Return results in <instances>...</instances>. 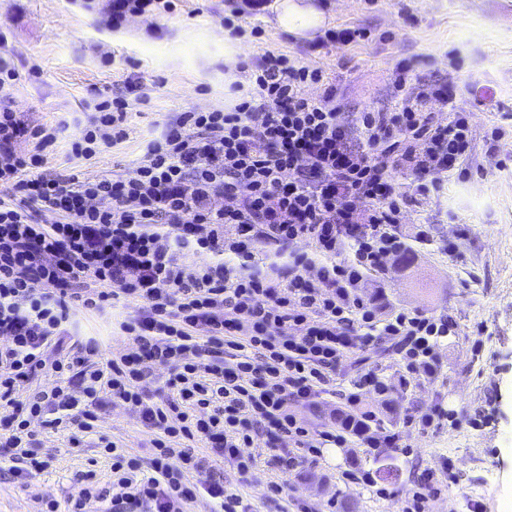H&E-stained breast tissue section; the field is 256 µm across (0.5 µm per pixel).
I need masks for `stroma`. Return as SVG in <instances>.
<instances>
[{
    "mask_svg": "<svg viewBox=\"0 0 512 512\" xmlns=\"http://www.w3.org/2000/svg\"><path fill=\"white\" fill-rule=\"evenodd\" d=\"M317 2L329 27L363 29L366 40L348 46L301 41L259 15L241 23L238 40L246 56L262 44L322 69L324 82L307 92L318 98L332 89L347 120L393 108L390 78L402 63L419 88L447 84L456 106L472 116L468 174L443 180L439 195L402 211L401 228L428 225L429 244L412 243L406 257L389 258L362 290L379 297L384 313L442 317L453 323L454 334L438 349L442 369L434 380L399 374L394 349L380 343L350 358L343 379L313 407L295 410L307 428L323 429L350 391L348 377L383 370L393 396L370 404L381 425L398 432V447L370 452L332 445L282 474L267 461L292 444L271 442L262 432L254 438L255 465L247 478L207 441H193L192 451L203 475L237 490L248 512H399L404 495L432 469L439 492L431 512H503L512 504V0ZM229 14L228 0H184L178 13L132 17L114 32L100 28L98 13L85 10L82 0H0V25L9 29L8 49L22 75L13 107L30 125L60 127L43 172L127 175L145 141L174 113L223 108L231 93L222 23ZM256 26L262 39L251 34ZM231 73L239 82L249 79L242 69ZM102 92L130 102L128 136L92 158L74 157L70 143ZM497 125L506 129L504 139L493 137ZM128 313L119 303L101 312L75 309L69 339L96 341L100 362H108L131 347L120 329ZM437 406L447 412L437 427L423 432L407 423V416ZM103 437L145 458L155 432L119 401L99 410L94 433L82 434L73 424L43 427L36 455L42 469L17 473L0 463V512H41L45 500L78 495L90 471L99 486H109L111 462L97 448ZM364 472L374 486L352 481V474ZM274 483L282 492H271Z\"/></svg>",
    "mask_w": 512,
    "mask_h": 512,
    "instance_id": "1",
    "label": "stroma"
}]
</instances>
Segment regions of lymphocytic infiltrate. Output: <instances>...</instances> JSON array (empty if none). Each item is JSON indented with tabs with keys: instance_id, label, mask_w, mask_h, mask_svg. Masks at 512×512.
Returning <instances> with one entry per match:
<instances>
[{
	"instance_id": "1",
	"label": "lymphocytic infiltrate",
	"mask_w": 512,
	"mask_h": 512,
	"mask_svg": "<svg viewBox=\"0 0 512 512\" xmlns=\"http://www.w3.org/2000/svg\"><path fill=\"white\" fill-rule=\"evenodd\" d=\"M176 9L177 0H107L102 15L115 27ZM6 41L0 32V431L12 461L35 463L33 419L54 415L92 430L103 394L155 430L154 452L145 463L101 440L112 488H83L67 512L106 500L112 512H186L204 496L217 512H237L242 499L223 482L195 480L200 465L177 447L181 438L215 442L243 472L260 425L293 443L294 454L271 457L284 473L328 442L397 447L398 436L359 406L364 391L389 400L383 371L360 376L330 429L309 431L293 408L312 404L347 359L379 339L396 347L399 370L438 374L436 350L452 324L418 311L381 317L361 288L410 241H428L424 229L411 240L400 232L402 209L440 192L437 173L467 169L473 127L452 92L409 88L401 67V104L346 124L329 99L305 95L322 70L261 48L247 65L249 99L229 112L177 113L147 142L132 176L49 178L41 167L57 130L29 126L13 109L19 72ZM434 100L447 107V125L430 124ZM127 108L120 96L97 103L72 154L88 159L125 139ZM22 140L33 150L17 151ZM395 169L410 172L415 189L396 183ZM217 197L223 207H214ZM44 209L58 221L42 223ZM297 242L308 250H294ZM286 244L287 265L263 261L265 248ZM190 253L211 260L191 266ZM115 299L138 307L120 325L131 352L103 365L90 341L78 354L56 353L74 308L99 311ZM172 361L178 372L145 390L150 371ZM42 374L57 386L20 399L19 384Z\"/></svg>"
}]
</instances>
